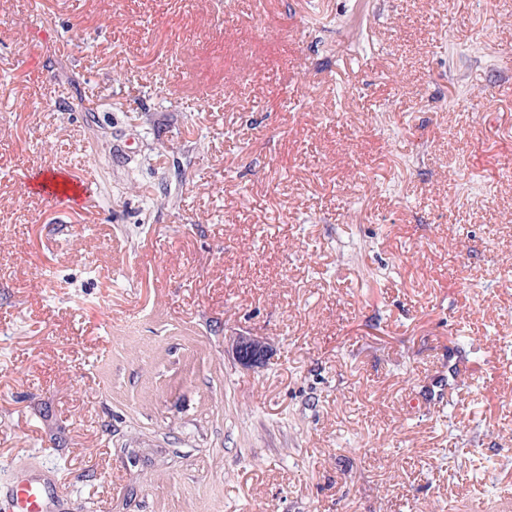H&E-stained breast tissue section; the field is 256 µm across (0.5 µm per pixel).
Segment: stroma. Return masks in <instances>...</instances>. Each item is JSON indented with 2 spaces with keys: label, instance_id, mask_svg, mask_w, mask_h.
Masks as SVG:
<instances>
[{
  "label": "stroma",
  "instance_id": "35a3bbf8",
  "mask_svg": "<svg viewBox=\"0 0 512 512\" xmlns=\"http://www.w3.org/2000/svg\"><path fill=\"white\" fill-rule=\"evenodd\" d=\"M511 54L512 0H0V512H512ZM82 184L83 181L69 172L53 171L49 174V183L40 189V195L53 202L70 200L79 193ZM232 348L238 360L250 367L263 365L269 352L266 343L253 336H237L233 340ZM56 492L41 483H19L11 493V512H48Z\"/></svg>",
  "mask_w": 512,
  "mask_h": 512
}]
</instances>
